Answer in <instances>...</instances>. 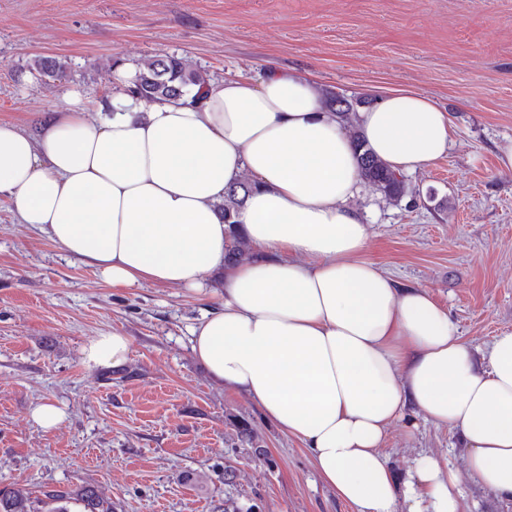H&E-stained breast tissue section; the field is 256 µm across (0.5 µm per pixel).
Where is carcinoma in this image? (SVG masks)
I'll list each match as a JSON object with an SVG mask.
<instances>
[{
  "label": "carcinoma",
  "instance_id": "cac0c4a2",
  "mask_svg": "<svg viewBox=\"0 0 512 512\" xmlns=\"http://www.w3.org/2000/svg\"><path fill=\"white\" fill-rule=\"evenodd\" d=\"M33 69L50 78L60 76L65 70L64 62L55 57H39ZM208 79L188 60L174 54H156L142 61L133 93L146 98L179 97L187 86L204 87ZM358 152L357 160L364 181L379 191L385 198L395 200L405 193L403 178L387 163L374 155L361 136L353 135ZM250 189V183L242 181L228 190L221 207L224 223H234L233 215L242 206ZM51 507L36 506L29 492L12 485L0 488V512H111V507L94 489L85 487L75 497L66 492L48 493Z\"/></svg>",
  "mask_w": 512,
  "mask_h": 512
}]
</instances>
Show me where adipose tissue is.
Here are the masks:
<instances>
[{"mask_svg":"<svg viewBox=\"0 0 512 512\" xmlns=\"http://www.w3.org/2000/svg\"><path fill=\"white\" fill-rule=\"evenodd\" d=\"M120 65L110 94L70 90L31 135L0 122V197L106 283L175 285L221 305L192 328V350L225 389L253 400L308 448L354 512H461L459 475L421 452L403 479L385 451L402 422L459 432L482 489L512 498V331L478 353L447 309L362 254L369 226L351 139L315 82L276 66L178 99L133 94ZM96 120H89V113ZM368 146L399 173L448 151L451 119L396 87L358 114ZM253 187L233 224L219 209L242 173ZM250 259L228 264L233 235ZM131 341L89 339L87 368H117Z\"/></svg>","mask_w":512,"mask_h":512,"instance_id":"ef3b65f1","label":"adipose tissue"}]
</instances>
